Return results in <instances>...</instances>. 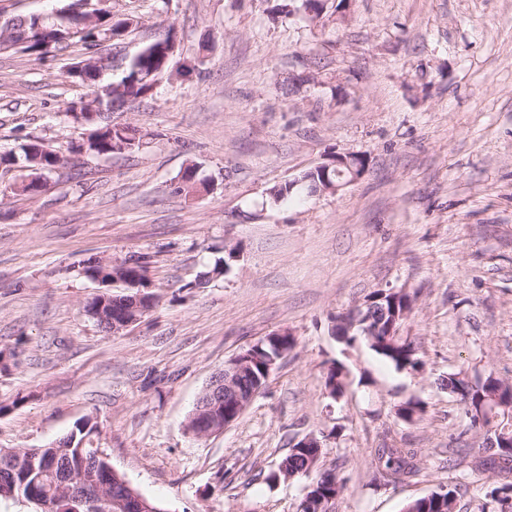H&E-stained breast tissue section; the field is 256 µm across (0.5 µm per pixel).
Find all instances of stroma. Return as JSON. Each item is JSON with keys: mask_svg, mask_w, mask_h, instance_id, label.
<instances>
[{"mask_svg": "<svg viewBox=\"0 0 512 512\" xmlns=\"http://www.w3.org/2000/svg\"><path fill=\"white\" fill-rule=\"evenodd\" d=\"M338 2L314 25L279 0H110L137 20L117 57L171 33L188 70L113 112L146 133L139 150L66 153L35 195L0 166V346L16 350L0 448L42 447L90 417L95 446L164 512H298L308 478L266 476L312 434L344 480L336 512H401L448 485L457 512H479L496 477L472 471L484 436L441 381L491 368L512 385V0ZM83 53H0V154L90 132L66 114L86 94L65 73ZM346 153L368 159L359 180L269 198ZM192 164L210 192L171 193ZM228 244L239 256L216 273ZM133 255L158 301L105 333L84 310L101 286L83 263ZM389 289L414 298L399 333L423 370L332 334ZM283 329L294 347L242 416L189 433L214 373ZM335 362L350 371L338 400ZM410 398L425 411L406 423L394 409ZM383 446L415 449L417 475L375 480Z\"/></svg>", "mask_w": 512, "mask_h": 512, "instance_id": "35a3bbf8", "label": "stroma"}]
</instances>
